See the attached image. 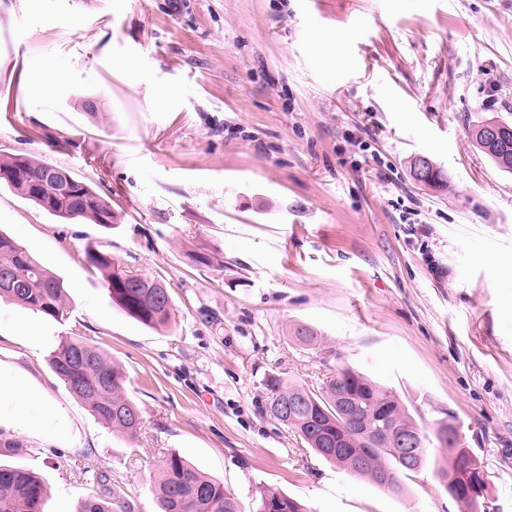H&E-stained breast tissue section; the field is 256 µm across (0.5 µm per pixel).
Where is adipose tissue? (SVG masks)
<instances>
[{
  "mask_svg": "<svg viewBox=\"0 0 512 512\" xmlns=\"http://www.w3.org/2000/svg\"><path fill=\"white\" fill-rule=\"evenodd\" d=\"M2 418L18 428L28 426L34 419L53 429L61 424L60 414L44 408L41 397L31 391L25 378L18 374L0 373V419Z\"/></svg>",
  "mask_w": 512,
  "mask_h": 512,
  "instance_id": "obj_1",
  "label": "adipose tissue"
}]
</instances>
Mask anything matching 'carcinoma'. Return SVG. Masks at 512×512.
I'll return each mask as SVG.
<instances>
[{"label": "carcinoma", "mask_w": 512, "mask_h": 512, "mask_svg": "<svg viewBox=\"0 0 512 512\" xmlns=\"http://www.w3.org/2000/svg\"><path fill=\"white\" fill-rule=\"evenodd\" d=\"M486 155L502 170L512 173V146ZM32 201L50 215L64 221H90L109 228L119 223L111 202L91 185L66 168L19 154H0V185ZM425 185L442 190L448 187V173L434 167ZM90 266L103 276L112 303L141 323L165 326L172 316V301L164 281L124 269L112 255L90 247L85 252ZM13 282L0 288V299L59 321L67 315L62 283L34 260L21 245L0 232V277ZM297 343L315 350L322 336L311 326L297 323L289 329ZM50 364L68 390L107 428L134 440L142 427V413L126 391L127 376L105 352L82 336H67L51 353ZM271 391L266 411L275 421L291 429L318 457L348 474L364 479L392 495L405 492V480L425 471L431 474L448 496L466 512H486V495L468 493L470 476L484 470L483 463L465 446L458 428L442 422L432 432L419 427L408 408L393 390L365 373L342 367L336 376L319 388H309L279 377L268 379ZM359 399L368 410H383L394 424L392 436L368 446L343 409L344 396ZM293 408L282 416L279 404ZM455 441L444 444L448 432ZM411 442L400 450L399 440ZM448 449V455L429 460L426 448L432 444ZM89 493L81 499L77 512H133L125 491L112 483L107 471L83 468ZM160 512H241L235 495L220 480L211 478L177 453L161 462L153 483ZM46 486L35 473L0 465V512H43ZM253 512H309L298 500L284 492L264 487L254 501Z\"/></svg>", "instance_id": "carcinoma-1"}]
</instances>
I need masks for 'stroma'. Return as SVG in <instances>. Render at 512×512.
Returning <instances> with one entry per match:
<instances>
[{
	"mask_svg": "<svg viewBox=\"0 0 512 512\" xmlns=\"http://www.w3.org/2000/svg\"><path fill=\"white\" fill-rule=\"evenodd\" d=\"M37 67L61 73L48 93ZM489 118L512 123V0H0V153L68 168L120 215L70 223L0 187V231L68 302L55 321L0 301V362L66 419L7 431L44 512H76L84 465L157 512L171 452L242 512L261 486L311 512H460L430 473L393 497L266 415L269 376L315 388L344 365L424 429L453 419L512 512V174L471 137ZM419 155L447 189L414 181ZM91 244L165 278L168 326L113 304ZM76 333L124 368L135 440L51 370Z\"/></svg>",
	"mask_w": 512,
	"mask_h": 512,
	"instance_id": "stroma-1",
	"label": "stroma"
}]
</instances>
